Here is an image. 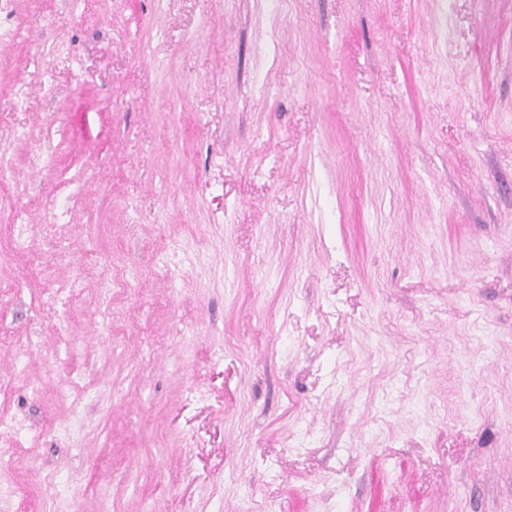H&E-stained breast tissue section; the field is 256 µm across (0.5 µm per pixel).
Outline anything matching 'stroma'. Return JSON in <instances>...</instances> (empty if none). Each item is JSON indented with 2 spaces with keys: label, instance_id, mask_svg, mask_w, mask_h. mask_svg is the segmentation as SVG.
<instances>
[{
  "label": "stroma",
  "instance_id": "stroma-1",
  "mask_svg": "<svg viewBox=\"0 0 512 512\" xmlns=\"http://www.w3.org/2000/svg\"><path fill=\"white\" fill-rule=\"evenodd\" d=\"M1 442L0 512H512V0H11Z\"/></svg>",
  "mask_w": 512,
  "mask_h": 512
}]
</instances>
